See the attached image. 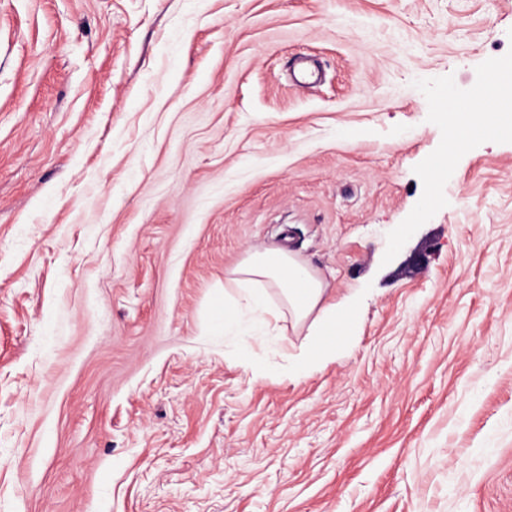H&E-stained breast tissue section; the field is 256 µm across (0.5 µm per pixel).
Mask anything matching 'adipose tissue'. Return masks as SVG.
<instances>
[{"label": "adipose tissue", "instance_id": "ef3b65f1", "mask_svg": "<svg viewBox=\"0 0 512 512\" xmlns=\"http://www.w3.org/2000/svg\"><path fill=\"white\" fill-rule=\"evenodd\" d=\"M327 289L320 272L297 255L278 247L249 249L224 271V310L211 329L238 337L244 346L264 341L282 318L313 336L344 335L350 311L346 302H326Z\"/></svg>", "mask_w": 512, "mask_h": 512}]
</instances>
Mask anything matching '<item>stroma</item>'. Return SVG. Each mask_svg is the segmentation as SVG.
<instances>
[{"mask_svg": "<svg viewBox=\"0 0 512 512\" xmlns=\"http://www.w3.org/2000/svg\"><path fill=\"white\" fill-rule=\"evenodd\" d=\"M492 76L512 0H0V512H512ZM266 245L356 308L303 377L206 329Z\"/></svg>", "mask_w": 512, "mask_h": 512, "instance_id": "1", "label": "stroma"}]
</instances>
